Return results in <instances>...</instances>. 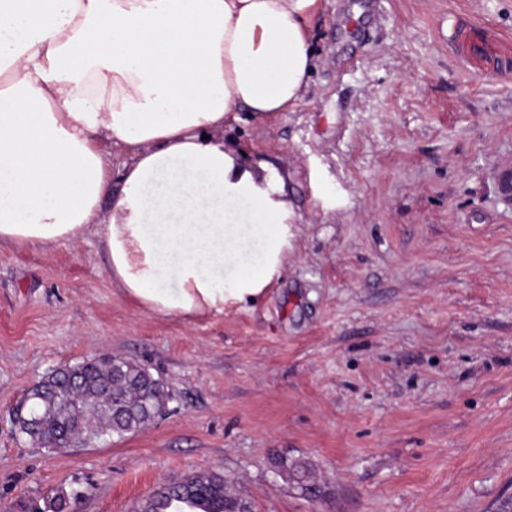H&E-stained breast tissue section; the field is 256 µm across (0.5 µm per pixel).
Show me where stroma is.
I'll use <instances>...</instances> for the list:
<instances>
[{
	"instance_id": "1",
	"label": "stroma",
	"mask_w": 512,
	"mask_h": 512,
	"mask_svg": "<svg viewBox=\"0 0 512 512\" xmlns=\"http://www.w3.org/2000/svg\"><path fill=\"white\" fill-rule=\"evenodd\" d=\"M302 102L224 129L286 176L281 273L223 315L159 317L106 275L100 237L0 246V512L72 492L134 512L223 473L258 512H494L512 497V0H318ZM150 365L174 410L55 452L12 410L49 369ZM312 462L310 500L273 456Z\"/></svg>"
}]
</instances>
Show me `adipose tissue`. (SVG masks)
I'll return each mask as SVG.
<instances>
[{
  "instance_id": "1",
  "label": "adipose tissue",
  "mask_w": 512,
  "mask_h": 512,
  "mask_svg": "<svg viewBox=\"0 0 512 512\" xmlns=\"http://www.w3.org/2000/svg\"><path fill=\"white\" fill-rule=\"evenodd\" d=\"M315 3L0 0V244L73 245L98 226L114 287L161 317L263 293L293 211L224 126L302 101Z\"/></svg>"
}]
</instances>
